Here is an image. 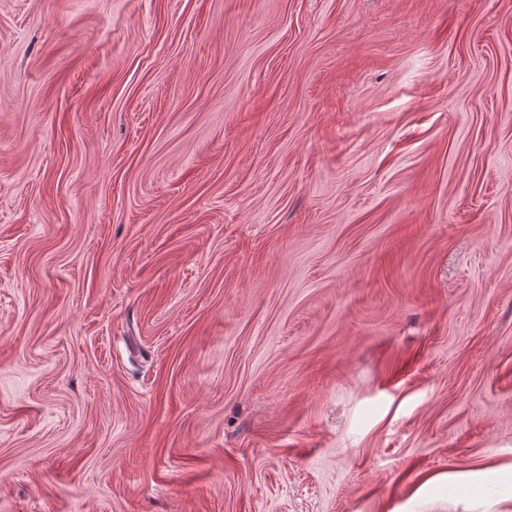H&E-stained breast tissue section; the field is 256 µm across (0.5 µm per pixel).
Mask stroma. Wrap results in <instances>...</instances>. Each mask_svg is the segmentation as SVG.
<instances>
[{
	"label": "stroma",
	"instance_id": "35a3bbf8",
	"mask_svg": "<svg viewBox=\"0 0 512 512\" xmlns=\"http://www.w3.org/2000/svg\"><path fill=\"white\" fill-rule=\"evenodd\" d=\"M0 512H512V0H0Z\"/></svg>",
	"mask_w": 512,
	"mask_h": 512
}]
</instances>
